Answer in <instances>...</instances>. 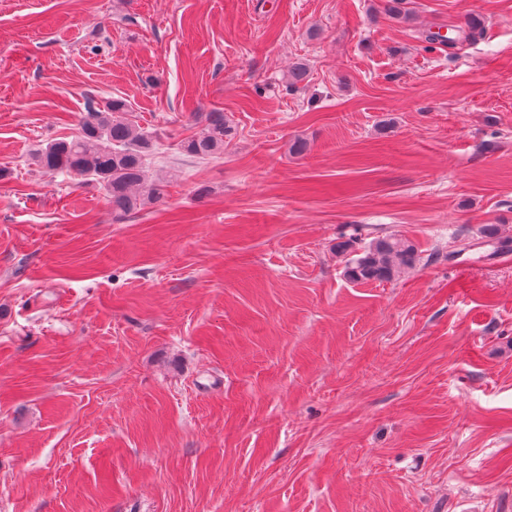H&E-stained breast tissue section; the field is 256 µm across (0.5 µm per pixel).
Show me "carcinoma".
<instances>
[{"label": "carcinoma", "instance_id": "carcinoma-1", "mask_svg": "<svg viewBox=\"0 0 512 512\" xmlns=\"http://www.w3.org/2000/svg\"><path fill=\"white\" fill-rule=\"evenodd\" d=\"M128 105L114 100L102 107L91 106L80 119V134L71 140L52 141L35 156L49 174L74 173L99 183L119 214L137 211L162 195V186L147 175L152 143L130 118ZM231 127L224 114L211 112L198 136L184 151L198 157L224 152V138ZM418 261L415 246L407 239L386 236L371 242L349 262L348 276L355 281H388L399 270Z\"/></svg>", "mask_w": 512, "mask_h": 512}]
</instances>
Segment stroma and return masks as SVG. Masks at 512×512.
<instances>
[{
  "mask_svg": "<svg viewBox=\"0 0 512 512\" xmlns=\"http://www.w3.org/2000/svg\"><path fill=\"white\" fill-rule=\"evenodd\" d=\"M387 4L0 0V512H512V0ZM115 98L122 218L34 160ZM231 134V127L224 121V114L209 112L205 127L198 136L184 145V151L198 157L213 156L224 152V137ZM418 259L417 250L409 240L386 236L374 240L351 259L347 274L355 281H388L402 268L413 267Z\"/></svg>",
  "mask_w": 512,
  "mask_h": 512,
  "instance_id": "35a3bbf8",
  "label": "stroma"
}]
</instances>
